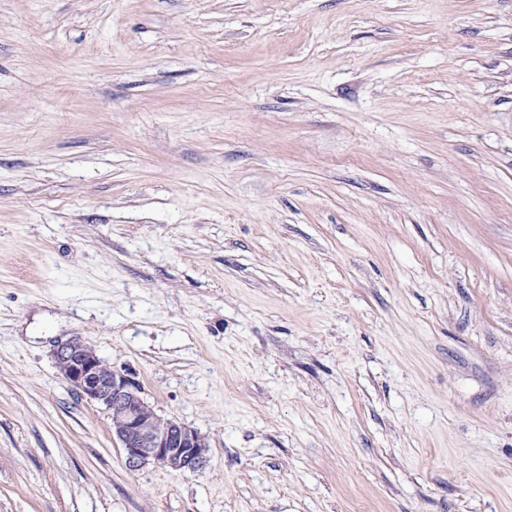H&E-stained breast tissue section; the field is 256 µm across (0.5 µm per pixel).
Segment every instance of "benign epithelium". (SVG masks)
Wrapping results in <instances>:
<instances>
[{
    "instance_id": "7a95c632",
    "label": "benign epithelium",
    "mask_w": 512,
    "mask_h": 512,
    "mask_svg": "<svg viewBox=\"0 0 512 512\" xmlns=\"http://www.w3.org/2000/svg\"><path fill=\"white\" fill-rule=\"evenodd\" d=\"M53 357L72 389L109 413L129 470L149 464L172 471H197L205 466L209 451L205 437L174 418L157 414L127 370L104 362L78 336L59 342Z\"/></svg>"
}]
</instances>
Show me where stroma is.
<instances>
[{"label": "stroma", "mask_w": 512, "mask_h": 512, "mask_svg": "<svg viewBox=\"0 0 512 512\" xmlns=\"http://www.w3.org/2000/svg\"><path fill=\"white\" fill-rule=\"evenodd\" d=\"M0 512H512V0H0ZM53 357L72 389L109 413L129 470L149 464L172 471H197L205 466L209 451L205 437L174 418L158 415L126 369L104 362L78 336L59 342Z\"/></svg>", "instance_id": "1"}]
</instances>
